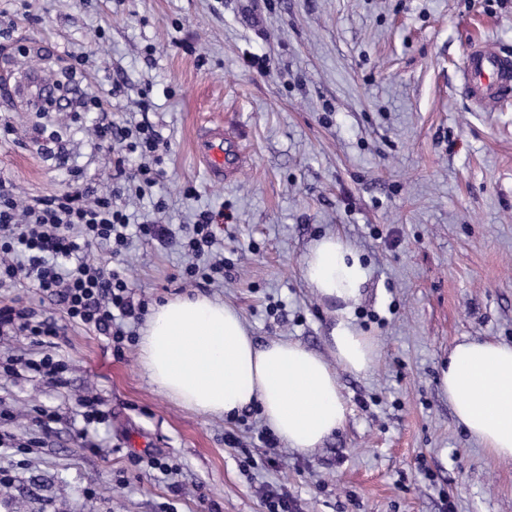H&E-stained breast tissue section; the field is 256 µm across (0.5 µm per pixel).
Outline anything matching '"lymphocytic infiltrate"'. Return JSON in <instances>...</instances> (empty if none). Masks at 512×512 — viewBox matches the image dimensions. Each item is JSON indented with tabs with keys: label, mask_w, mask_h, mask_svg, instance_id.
<instances>
[{
	"label": "lymphocytic infiltrate",
	"mask_w": 512,
	"mask_h": 512,
	"mask_svg": "<svg viewBox=\"0 0 512 512\" xmlns=\"http://www.w3.org/2000/svg\"><path fill=\"white\" fill-rule=\"evenodd\" d=\"M119 89L113 82L81 100L83 108L101 114L94 126L95 147L120 154L111 189L99 191L94 182L80 176L68 190L21 203L0 180V287L29 281L44 298L62 306L69 322L106 335L117 353L133 341L129 326L142 321L148 306L146 300L136 299L122 271L105 269L97 261L93 247L118 256L137 234L181 249L186 261L178 275L183 282L207 288L218 284L224 274L212 212L199 214L177 232L166 224H131L122 199L158 183L163 175L160 153L167 143L148 121L122 126L104 114L105 102ZM127 154L138 155L140 165L126 168ZM14 334L28 336L40 353L18 360L7 357L0 361V373L14 374L20 363L30 374L59 387L67 385L69 366L54 352L60 335L54 319L41 317L22 298L11 299L0 306V337Z\"/></svg>",
	"instance_id": "1"
}]
</instances>
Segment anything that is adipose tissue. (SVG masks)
I'll return each instance as SVG.
<instances>
[{
  "label": "adipose tissue",
  "instance_id": "adipose-tissue-1",
  "mask_svg": "<svg viewBox=\"0 0 512 512\" xmlns=\"http://www.w3.org/2000/svg\"><path fill=\"white\" fill-rule=\"evenodd\" d=\"M302 273L333 307L329 356L287 339L257 346L233 305L204 295L176 298L155 308L142 330V361L152 383L202 414L260 407L266 426L288 447H320L346 419L338 370L368 371L379 344L352 322L369 270L339 235L313 242ZM440 388L473 438L492 456L512 459V345L457 343Z\"/></svg>",
  "mask_w": 512,
  "mask_h": 512
}]
</instances>
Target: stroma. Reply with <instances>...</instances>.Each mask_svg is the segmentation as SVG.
I'll return each instance as SVG.
<instances>
[{
	"mask_svg": "<svg viewBox=\"0 0 512 512\" xmlns=\"http://www.w3.org/2000/svg\"><path fill=\"white\" fill-rule=\"evenodd\" d=\"M0 68L52 80L64 51L88 62L76 94L103 72L124 86L106 108L117 124L149 120L168 141L164 175L131 201L132 223L223 213L224 283L205 296L235 306L258 344L286 338L328 355L330 308L302 277L308 247L343 237L370 269L352 311L381 347L365 373L340 372L344 426L320 448L271 450L257 408L224 417L187 409L146 375L139 345L114 355L105 336L64 321L30 284L1 291L61 320L60 388L0 376V410L33 437L32 405L58 420L25 460L0 447L12 475L0 512H265L268 491L296 512H512V460L493 459L459 424L439 387L464 339L512 344V101L483 112L459 90L475 41L512 55V0H0ZM43 55H19V46ZM149 101L142 112L141 101ZM65 153H43L30 108L0 103V178L18 197L66 190L75 169L109 189L96 113L61 109ZM220 125L236 138L237 177L211 181L194 141ZM138 297L186 295L177 247L133 240L119 257ZM94 390L110 410L91 441L76 400ZM143 457V464L131 461ZM177 464L175 481L146 464Z\"/></svg>",
	"mask_w": 512,
	"mask_h": 512,
	"instance_id": "1",
	"label": "stroma"
}]
</instances>
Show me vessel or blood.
<instances>
[{"label":"vessel or blood","mask_w":512,"mask_h":512,"mask_svg":"<svg viewBox=\"0 0 512 512\" xmlns=\"http://www.w3.org/2000/svg\"><path fill=\"white\" fill-rule=\"evenodd\" d=\"M462 77L467 97L489 107L499 105L512 97V56L479 43L463 63ZM194 150L212 181H224L240 166L239 158L228 156L224 149L223 131L198 136Z\"/></svg>","instance_id":"vessel-or-blood-1"}]
</instances>
